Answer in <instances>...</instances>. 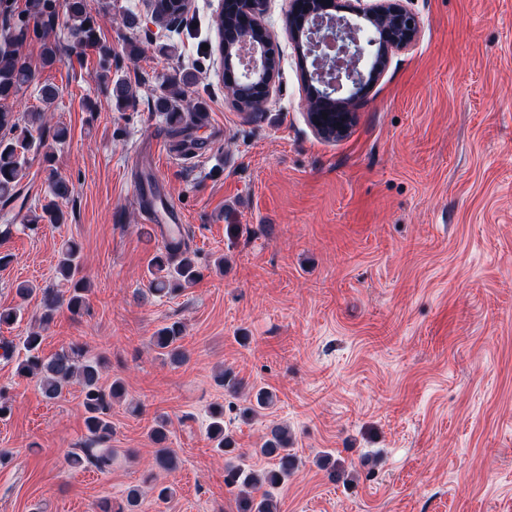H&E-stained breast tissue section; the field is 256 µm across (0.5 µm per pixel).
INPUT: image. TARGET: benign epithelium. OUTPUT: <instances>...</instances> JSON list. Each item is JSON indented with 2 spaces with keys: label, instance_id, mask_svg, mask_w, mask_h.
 <instances>
[{
  "label": "benign epithelium",
  "instance_id": "benign-epithelium-1",
  "mask_svg": "<svg viewBox=\"0 0 512 512\" xmlns=\"http://www.w3.org/2000/svg\"><path fill=\"white\" fill-rule=\"evenodd\" d=\"M236 6L241 26L251 28L255 46L238 42L237 31L224 26V55L236 58L242 71L227 74V80L240 78L249 87L251 100L262 102L269 93L277 68L272 35L261 23L267 0H229ZM289 30L294 41L309 42L312 71L304 72L312 106L309 124L324 139H342L355 122L353 109L364 92L381 76L390 56L419 39L422 22L403 0H293ZM333 111L322 116L319 106Z\"/></svg>",
  "mask_w": 512,
  "mask_h": 512
}]
</instances>
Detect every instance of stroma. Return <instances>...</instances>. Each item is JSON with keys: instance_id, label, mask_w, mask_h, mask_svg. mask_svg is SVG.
Here are the masks:
<instances>
[{"instance_id": "obj_1", "label": "stroma", "mask_w": 512, "mask_h": 512, "mask_svg": "<svg viewBox=\"0 0 512 512\" xmlns=\"http://www.w3.org/2000/svg\"><path fill=\"white\" fill-rule=\"evenodd\" d=\"M404 3L422 21L420 38L392 54L336 141L307 121L290 0L267 2L280 62L252 115L224 92L221 0H189L171 31L154 22L150 0H87L132 108L111 106L95 50L70 53L64 19L51 34L60 62L43 65L41 43L23 45L35 80L14 109L39 110L40 87L60 88L49 112L69 137L53 165L76 191L62 205L66 223L28 229L25 215L48 190L34 155L19 195L0 205V225L12 227L0 251L14 256L0 267V306L22 313L0 328V347L12 349L0 356L12 404L0 420V512L121 502L142 483L159 415L171 422L178 466L158 480L174 494H146L138 512H237L206 435L217 403L244 464L259 472L273 465L256 453L267 425L287 426L300 465L276 491L278 512H512V0ZM124 15L136 26L119 25ZM130 40L144 50L134 60ZM164 44L176 54L159 53ZM182 67L196 71L191 92L207 118L189 159L154 105ZM146 175L200 254L202 279L168 298L148 292L160 240L146 234ZM66 239L82 248L89 309L60 311L42 348L87 345L105 360L101 385H125L109 411L110 445L136 456L103 473L67 463L86 440L80 387L50 401L15 371L40 304L15 288L55 285ZM177 320L188 354L180 366L149 346ZM221 369L241 381L240 394L215 383ZM259 388L273 404L243 417ZM326 457L335 474L320 467Z\"/></svg>"}]
</instances>
